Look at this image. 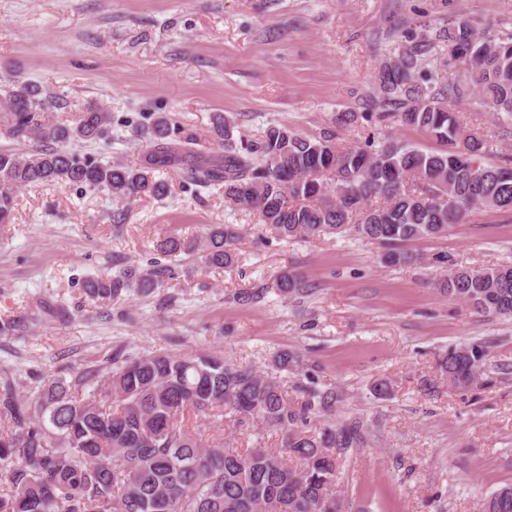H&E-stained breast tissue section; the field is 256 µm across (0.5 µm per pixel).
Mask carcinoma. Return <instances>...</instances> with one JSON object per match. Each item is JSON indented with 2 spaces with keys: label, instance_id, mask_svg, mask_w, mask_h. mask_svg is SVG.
Masks as SVG:
<instances>
[{
  "label": "carcinoma",
  "instance_id": "obj_1",
  "mask_svg": "<svg viewBox=\"0 0 512 512\" xmlns=\"http://www.w3.org/2000/svg\"><path fill=\"white\" fill-rule=\"evenodd\" d=\"M450 44L452 59L444 54ZM403 47L398 63L381 65L370 107L441 145L435 151L393 140L344 148L332 130L308 137L277 124L237 141L236 121L219 116L222 153L205 156L195 138L173 140L168 118L159 116L137 166L104 163L66 145L105 136L110 113L91 104L72 126L49 124L38 112L39 88L19 82L0 99V124L31 147L0 151V224L11 223L23 187L76 184L119 199L162 197L167 185L157 173L167 169L202 187L224 186V201L256 212L260 233L286 243L353 233L394 246L443 235L476 209L512 213V168L486 162L484 136L446 104L475 100L512 120V34L481 32L459 17L433 35L404 32L387 55ZM239 238L227 224L203 241L170 236L158 253L228 267ZM163 272L159 261L149 272L130 266L90 281L88 291L112 301L157 287ZM300 286L297 275L283 274L275 292L286 299ZM444 288L479 313L512 316V265L451 269ZM484 357L473 345L455 348L441 368L466 385ZM299 370V357L286 350L271 355L266 371L217 355L163 353L113 361L104 387L99 370L74 371L70 382L49 379L27 400L0 380V512H346L336 478L354 432L331 424L308 430L326 402L307 387V399L290 404L279 373ZM193 418L219 428L226 418L274 427L282 446L258 438L241 451L226 448L224 439L190 429ZM484 512H512V484L492 491Z\"/></svg>",
  "mask_w": 512,
  "mask_h": 512
}]
</instances>
